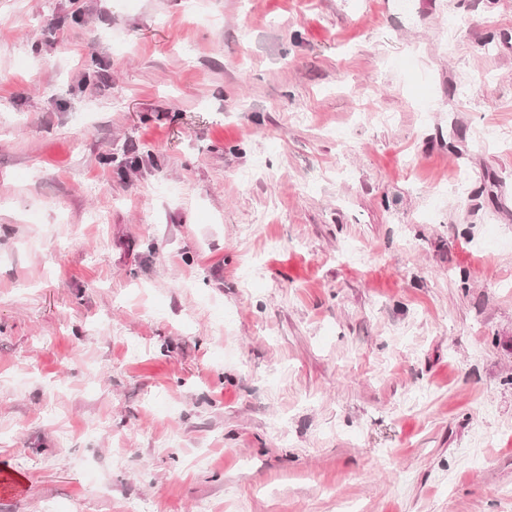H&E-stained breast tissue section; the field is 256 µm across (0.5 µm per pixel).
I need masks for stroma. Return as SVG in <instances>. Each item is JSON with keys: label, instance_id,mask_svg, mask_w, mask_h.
Instances as JSON below:
<instances>
[{"label": "stroma", "instance_id": "obj_1", "mask_svg": "<svg viewBox=\"0 0 512 512\" xmlns=\"http://www.w3.org/2000/svg\"><path fill=\"white\" fill-rule=\"evenodd\" d=\"M134 501L512 512V0H0V512Z\"/></svg>", "mask_w": 512, "mask_h": 512}]
</instances>
